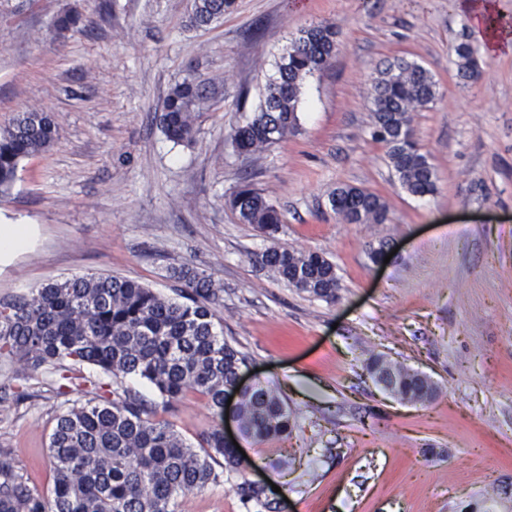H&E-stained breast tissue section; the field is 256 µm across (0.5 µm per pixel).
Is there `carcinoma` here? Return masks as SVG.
Here are the masks:
<instances>
[{"label": "carcinoma", "instance_id": "obj_1", "mask_svg": "<svg viewBox=\"0 0 512 512\" xmlns=\"http://www.w3.org/2000/svg\"><path fill=\"white\" fill-rule=\"evenodd\" d=\"M231 0H192L189 24L208 27L224 19ZM82 15L59 14L54 28L78 27ZM336 31L314 24L299 30L276 61L258 109L234 130L237 153L261 152L295 129L303 81L324 70L336 54ZM457 70L470 81L479 74L472 46H455ZM437 85L421 65L397 58L377 69L369 103L373 137L386 149L389 166L413 196L436 191V174L428 156L407 141L411 113L430 107ZM210 100L209 88L186 77L164 98L159 125L170 142L189 145ZM58 137L47 112L16 113L0 127V194L13 185L25 159L47 152ZM330 209L345 222L382 224L388 207L369 190L341 184L328 196ZM245 224L273 239L282 215L277 206L250 184L230 199ZM313 256L277 243L256 255V263L289 286L305 281L303 292L324 300L336 298V268ZM183 288L168 298L140 282L107 273L73 276L50 282L27 294L0 300V362L19 365L12 393L0 397L10 411L35 396L34 386L47 383L59 399L49 435L54 484L49 492L30 483L27 474L0 461V512H177V498L217 485L224 472L248 467L236 449L224 447L218 430L204 432L198 445L187 443L169 421L156 418L155 403L124 385L129 377L147 382L171 410L188 392L221 409L224 390L236 381L244 356L217 332L215 305L224 288L184 263L173 269ZM97 370L92 379L85 370ZM365 370L371 378L397 377L391 392L414 403L434 397L437 386L409 375L379 355ZM84 393L85 400L70 395ZM241 433L255 441L288 436V408L270 387L243 394L234 412ZM221 470H216L215 466ZM242 501L276 512L265 491L245 479L237 485Z\"/></svg>", "mask_w": 512, "mask_h": 512}]
</instances>
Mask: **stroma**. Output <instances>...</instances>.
Masks as SVG:
<instances>
[{
    "label": "stroma",
    "instance_id": "35a3bbf8",
    "mask_svg": "<svg viewBox=\"0 0 512 512\" xmlns=\"http://www.w3.org/2000/svg\"><path fill=\"white\" fill-rule=\"evenodd\" d=\"M68 7L79 28L56 35ZM190 0H0V125L50 113L59 138L23 162L0 221L32 228L0 263V299L75 274L109 273L176 296L171 268L193 263L224 294L218 330L247 360L244 380L278 391L284 438H239L245 474L177 500V512H246L241 479L272 481L280 512H464L512 481V55L475 54L460 79L454 46L474 41L448 0H234L220 23L188 22ZM335 27L330 65L302 88L297 131L238 155L231 135L301 28ZM426 68L434 104L413 113L435 193L400 185L372 136L379 65ZM212 91L195 141L176 146L158 114L186 76ZM252 182L284 215L277 240L331 260L325 301L255 261L269 242L229 200ZM341 184L381 196L383 224H347L328 206ZM388 247L389 263H373ZM374 355L428 375L432 401L402 404L363 369ZM56 401L0 415V451L33 484L53 481ZM157 419L188 441L224 418L189 393Z\"/></svg>",
    "mask_w": 512,
    "mask_h": 512
}]
</instances>
